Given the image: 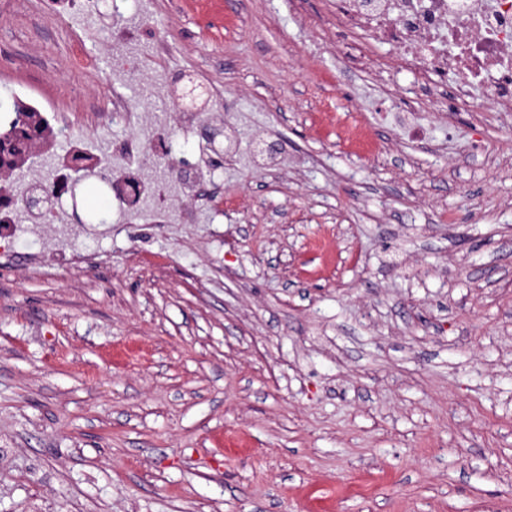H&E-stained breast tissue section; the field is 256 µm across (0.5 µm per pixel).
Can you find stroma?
<instances>
[{
    "mask_svg": "<svg viewBox=\"0 0 512 512\" xmlns=\"http://www.w3.org/2000/svg\"><path fill=\"white\" fill-rule=\"evenodd\" d=\"M141 9L133 39L101 14L79 71L50 0H0V88L52 120L113 82L139 116L27 176L159 118L145 179L224 170L219 200L171 186L194 223L95 225L86 268L58 224L0 258V512H512V120L450 112L390 43L345 68L324 0Z\"/></svg>",
    "mask_w": 512,
    "mask_h": 512,
    "instance_id": "35a3bbf8",
    "label": "stroma"
}]
</instances>
